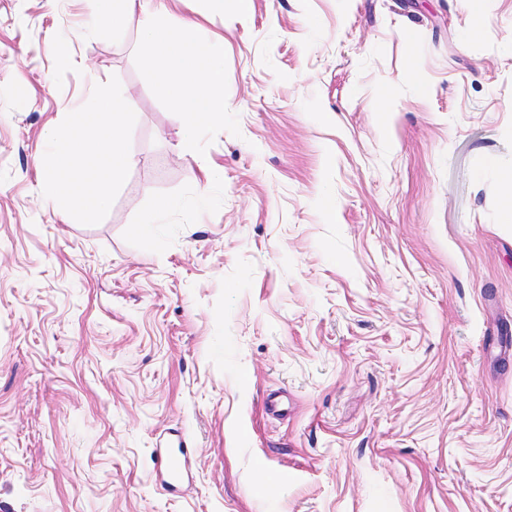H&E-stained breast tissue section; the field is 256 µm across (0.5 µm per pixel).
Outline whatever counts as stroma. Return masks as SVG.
I'll return each mask as SVG.
<instances>
[{
    "mask_svg": "<svg viewBox=\"0 0 512 512\" xmlns=\"http://www.w3.org/2000/svg\"><path fill=\"white\" fill-rule=\"evenodd\" d=\"M91 9L0 0V512H512V0H169L224 40L202 155ZM95 82L136 163L72 217ZM128 109L126 99L95 92L82 104L84 112L69 113L51 129L49 138L59 149L52 160V172L42 185V197L47 205L66 202L73 197L75 185L90 183L93 189L82 197V211L92 215L106 208L112 188L135 163L122 136L130 114ZM88 120L95 125V138L89 152L81 154L78 164L75 156L83 150L86 140L79 131Z\"/></svg>",
    "mask_w": 512,
    "mask_h": 512,
    "instance_id": "obj_1",
    "label": "stroma"
}]
</instances>
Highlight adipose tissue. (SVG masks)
Here are the masks:
<instances>
[{
  "instance_id": "obj_1",
  "label": "adipose tissue",
  "mask_w": 512,
  "mask_h": 512,
  "mask_svg": "<svg viewBox=\"0 0 512 512\" xmlns=\"http://www.w3.org/2000/svg\"><path fill=\"white\" fill-rule=\"evenodd\" d=\"M126 99L114 94L93 93L81 111L69 113L51 129L50 140L58 150L52 160V172L42 185L46 204L57 205L73 196L80 183L93 189L81 199V209L92 215L104 210L112 188L135 160L127 151L122 131L129 116ZM94 123L92 145H85L79 131L85 123Z\"/></svg>"
}]
</instances>
